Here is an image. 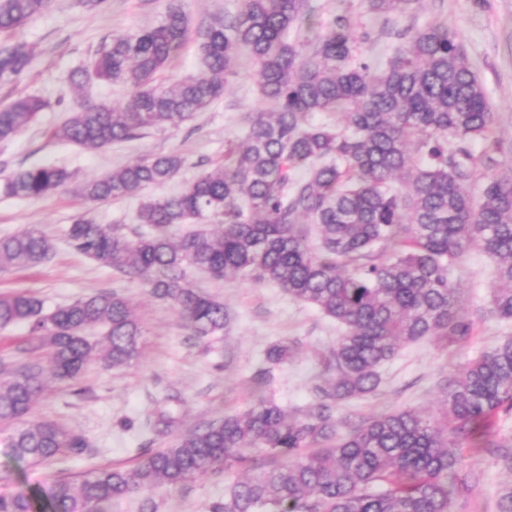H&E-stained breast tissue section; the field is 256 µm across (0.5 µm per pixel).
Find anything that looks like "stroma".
<instances>
[{
  "label": "stroma",
  "mask_w": 512,
  "mask_h": 512,
  "mask_svg": "<svg viewBox=\"0 0 512 512\" xmlns=\"http://www.w3.org/2000/svg\"><path fill=\"white\" fill-rule=\"evenodd\" d=\"M240 3L184 0L195 32L167 75L195 71L201 59L198 29L235 12ZM169 4L108 0L103 10L90 12L80 0H53L48 12L9 36V43L31 50L32 61L19 81L0 83V105L29 95L41 97L46 106L29 127L0 142V162L12 170L53 165L68 171L76 185L145 154H180L184 164L179 173L163 186L146 189L149 197L178 192L223 163L226 146L244 136L242 113L264 105L253 71L245 64L228 76L223 97L180 129H153L140 139L104 149L81 148L53 135L69 113L86 103L104 101L116 108L126 104L129 92L124 86L94 81L75 88L68 76L88 64L101 42L156 24ZM309 5L313 25L301 28L299 37L326 33L334 17L343 14L355 32H375L374 42L362 46L365 56L390 53L396 44L393 36L380 33L363 0H309ZM438 21L445 22L463 45L492 105L498 143L495 171L512 174V0H417L412 12L393 17L391 26L422 27ZM141 198L87 203L69 191L36 201L0 195V237L35 230L53 246L49 258L36 266L0 269V295L27 292L51 310L87 294L116 291L130 302L144 329L140 355L132 364L107 369L92 361L78 383L51 384L39 400L37 415L82 435L88 455L29 467L15 461L0 443V476L10 475V488L32 490L53 478L76 482L93 466L134 465L146 451L170 447L189 430L243 411L260 396L291 413L303 412L315 401L321 362L340 334L335 322L316 308L292 300L271 284L215 280L191 269L189 284L218 297L232 315L224 335L200 340L191 336L177 309L150 295L141 281L124 278L71 248L67 231L76 216L98 224L129 225ZM455 276L461 304L475 321L469 339L448 346L428 338L407 346L382 368L375 395L342 406L339 434L361 418L386 410L412 407L439 415V382L449 370L512 336V322L488 313L494 283L491 258L471 249ZM286 340L295 344L287 363L274 368L270 385L258 386L255 375L264 365L266 350ZM459 454L460 477L472 476L476 482L456 499L455 512H497L499 491L512 482V473L486 449L467 443ZM224 487L223 473H209L182 486L156 488L151 496L157 512H211L213 504L223 500Z\"/></svg>",
  "instance_id": "35a3bbf8"
}]
</instances>
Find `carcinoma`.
Masks as SVG:
<instances>
[{
	"instance_id": "1",
	"label": "carcinoma",
	"mask_w": 512,
	"mask_h": 512,
	"mask_svg": "<svg viewBox=\"0 0 512 512\" xmlns=\"http://www.w3.org/2000/svg\"><path fill=\"white\" fill-rule=\"evenodd\" d=\"M377 16L406 14L419 0H367ZM52 0H0V32H13ZM308 0H242L240 10L200 31L201 66L180 78L162 73L182 52L191 18L171 5L154 27L103 42L70 83L121 84L131 97L118 112L85 105L55 131L71 144L103 149L155 128L178 129L223 93L226 75L245 56L268 110L245 112L242 142L224 166L178 193L148 198L136 213L143 230L78 218L68 241L98 264L140 279L173 303L191 334L226 330L224 302L193 288L185 268L216 280L272 284L336 322L340 336L325 363L317 402L289 414L263 397L246 410L213 420L169 448L148 452L132 468L87 471L31 493L1 491L0 512H111L112 502L198 476L245 469L231 479L212 512H452L458 449L466 440L494 449L512 469V447L496 438L500 414L512 412V337H506L444 380L441 418L413 409L368 417L341 436L342 404L373 395L380 368L408 345L431 336L466 340L474 322L461 312L454 272L478 247L495 263L489 312L512 321V176L485 174L482 200L471 184L478 167L469 143L488 139L493 112L462 45L445 25L394 33L397 50L381 59L355 55L349 18L306 41L288 32L308 24ZM31 55L0 43V82L25 73ZM45 108L24 97L0 108V140L36 121ZM336 112L340 124H313ZM177 153L146 154L80 184L89 202L137 195L172 180ZM303 169L295 179L292 171ZM51 165L20 167L0 179V193L21 200L48 197L69 181ZM193 225L182 234L175 229ZM313 224L310 247L303 225ZM52 244L36 231L0 238V268L48 259ZM29 325L37 356L0 360V424L18 461L42 465L81 455L85 439L63 424L34 416L47 379L76 383L100 357L121 367L139 354L143 326L113 291L81 297L56 310L25 293L0 297V329ZM293 344L268 348L267 367L288 361Z\"/></svg>"
}]
</instances>
